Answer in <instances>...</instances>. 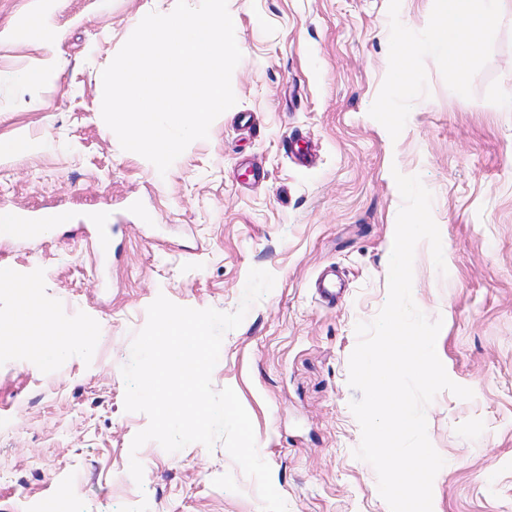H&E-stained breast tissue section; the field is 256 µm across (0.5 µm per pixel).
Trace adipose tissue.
<instances>
[{"label": "adipose tissue", "mask_w": 512, "mask_h": 512, "mask_svg": "<svg viewBox=\"0 0 512 512\" xmlns=\"http://www.w3.org/2000/svg\"><path fill=\"white\" fill-rule=\"evenodd\" d=\"M439 37L449 62L461 59L478 34L494 23L506 0H440Z\"/></svg>", "instance_id": "ef3b65f1"}]
</instances>
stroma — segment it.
I'll list each match as a JSON object with an SVG mask.
<instances>
[{
  "label": "stroma",
  "instance_id": "stroma-1",
  "mask_svg": "<svg viewBox=\"0 0 512 512\" xmlns=\"http://www.w3.org/2000/svg\"><path fill=\"white\" fill-rule=\"evenodd\" d=\"M176 2L0 0V72H48L0 82V140L40 144L0 157V212L47 227L0 225L14 282L0 288V512H44L66 491L76 512H262L223 443L132 450L149 419L125 410L122 375L157 296L230 313L253 268L275 285L225 333L213 389L236 392L288 512H390L354 455L348 375L356 324L388 299L396 170L431 192L446 265L417 245L413 300L442 319L437 355L474 392L426 408L445 460L433 512H512V0L461 79L435 39L439 0H228L236 103L162 175L104 122L99 74ZM328 267L343 282L333 307L315 290ZM20 287L48 320L87 329L52 364L15 333Z\"/></svg>",
  "mask_w": 512,
  "mask_h": 512
}]
</instances>
